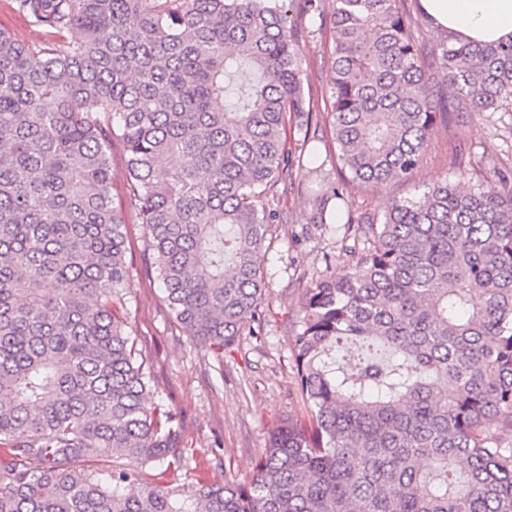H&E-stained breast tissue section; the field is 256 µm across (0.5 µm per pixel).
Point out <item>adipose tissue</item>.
<instances>
[{
	"instance_id": "adipose-tissue-1",
	"label": "adipose tissue",
	"mask_w": 512,
	"mask_h": 512,
	"mask_svg": "<svg viewBox=\"0 0 512 512\" xmlns=\"http://www.w3.org/2000/svg\"><path fill=\"white\" fill-rule=\"evenodd\" d=\"M419 8L436 32L452 40L512 38V0H419Z\"/></svg>"
}]
</instances>
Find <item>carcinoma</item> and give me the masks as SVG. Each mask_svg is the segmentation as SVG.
Wrapping results in <instances>:
<instances>
[{"label": "carcinoma", "instance_id": "carcinoma-1", "mask_svg": "<svg viewBox=\"0 0 512 512\" xmlns=\"http://www.w3.org/2000/svg\"><path fill=\"white\" fill-rule=\"evenodd\" d=\"M72 40L0 28V512H512V189L448 181L358 220L348 188L408 178L452 112L512 108V40L418 47L398 0H329L328 101L348 176L319 224L363 241L291 325L308 419L248 480L180 488L182 422L122 306L125 152L145 272L216 361L261 326L269 193L322 168L302 32L322 0H10ZM249 70L252 78L240 81ZM305 126L299 153L288 123ZM112 462L99 477L95 463Z\"/></svg>", "mask_w": 512, "mask_h": 512}]
</instances>
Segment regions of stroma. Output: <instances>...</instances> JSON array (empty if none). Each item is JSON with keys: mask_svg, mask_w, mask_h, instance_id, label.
Instances as JSON below:
<instances>
[{"mask_svg": "<svg viewBox=\"0 0 512 512\" xmlns=\"http://www.w3.org/2000/svg\"><path fill=\"white\" fill-rule=\"evenodd\" d=\"M290 19L304 36L303 85L319 104L312 126L322 138L325 165L309 177L293 175L274 190L285 221L274 226L266 241L268 286L260 333L240 336L223 361L205 353L171 315L157 279L142 269L147 242L141 224L133 217L127 224L126 260L133 286L125 308L132 334L160 399L183 421L186 461L166 475L175 486L190 484L201 471L215 480H244L271 430L287 418L303 417L292 370L291 323L305 288L318 277L347 274L354 260L353 237L345 236L342 225L315 223L312 205L320 182L341 179L324 105L333 75L329 31L316 19L295 13ZM461 167L466 170L462 176L457 173ZM444 179L462 191L477 184L512 186V114L450 115L447 124L434 129L423 161L409 179L378 189L350 186V210L356 215L380 213L391 199Z\"/></svg>", "mask_w": 512, "mask_h": 512, "instance_id": "35a3bbf8", "label": "stroma"}]
</instances>
